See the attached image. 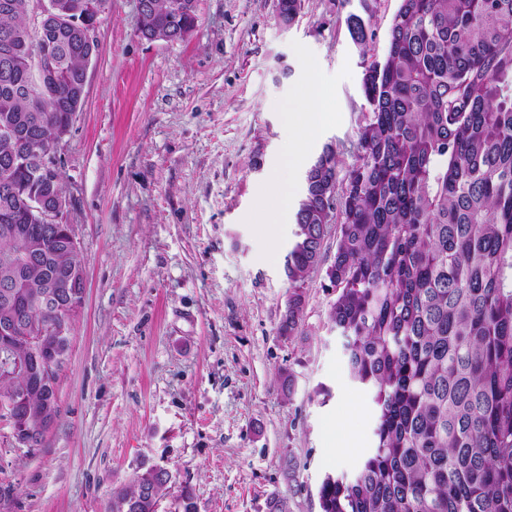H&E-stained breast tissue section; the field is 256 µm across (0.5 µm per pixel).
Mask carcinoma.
I'll return each mask as SVG.
<instances>
[{"instance_id": "carcinoma-1", "label": "carcinoma", "mask_w": 512, "mask_h": 512, "mask_svg": "<svg viewBox=\"0 0 512 512\" xmlns=\"http://www.w3.org/2000/svg\"><path fill=\"white\" fill-rule=\"evenodd\" d=\"M90 0H58L82 18ZM174 13L150 0L142 24L153 36L184 39L197 26L196 0ZM301 0H278L291 23ZM31 0H0V129L50 140L81 108L89 60L70 27L29 28ZM361 49L369 20L347 18ZM55 63L45 86L28 66L36 47ZM369 112L356 133V162L338 180L327 145L305 171L286 256L291 283L279 335L298 331L311 270L325 266L336 292L328 321L343 338L351 381L375 408V446L352 478L328 474L321 512H512V0H401L381 61L365 67ZM13 139L0 137V229L23 224L61 264L57 238L20 207L26 170L12 163ZM336 239L333 256L327 239ZM31 240L0 232V259L21 258ZM32 271L0 318L23 313L39 293ZM28 348L0 347V400L32 419L43 394L24 390ZM172 480L148 467L112 492L107 512H157Z\"/></svg>"}]
</instances>
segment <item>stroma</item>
I'll use <instances>...</instances> for the list:
<instances>
[{"mask_svg":"<svg viewBox=\"0 0 512 512\" xmlns=\"http://www.w3.org/2000/svg\"><path fill=\"white\" fill-rule=\"evenodd\" d=\"M399 5L302 0L286 26L278 0H197L196 29L168 42L140 35L137 0H110L60 145L87 294L41 445L16 446L0 420V512H104L151 466L174 480L158 512H174L184 485L196 512H266L272 494L288 512H320L325 475L370 452L374 410L329 328L336 294L323 268L307 278L297 335L278 334L296 224L268 183L302 194L328 144L340 171L353 164L364 67L383 58ZM353 13L370 16L363 50L349 35ZM312 76L335 118L289 168L281 110L291 100L307 109Z\"/></svg>","mask_w":512,"mask_h":512,"instance_id":"35a3bbf8","label":"stroma"}]
</instances>
